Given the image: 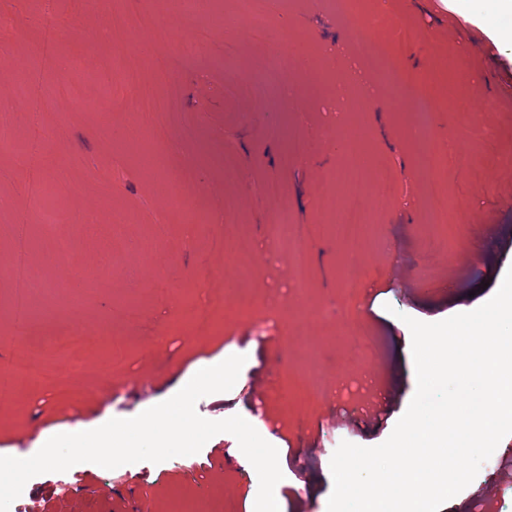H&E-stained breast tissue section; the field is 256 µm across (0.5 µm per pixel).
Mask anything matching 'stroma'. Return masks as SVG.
Here are the masks:
<instances>
[{
	"label": "stroma",
	"instance_id": "35a3bbf8",
	"mask_svg": "<svg viewBox=\"0 0 512 512\" xmlns=\"http://www.w3.org/2000/svg\"><path fill=\"white\" fill-rule=\"evenodd\" d=\"M209 0L195 14L173 4L143 9L112 0L111 12L93 11L85 0H0V99L14 108L0 112V138L15 152L0 154V368L23 357L50 336L80 339L85 370L72 381L71 396L31 386L0 402V455L27 458L53 435L95 429L113 418H131L172 397L192 368L225 351L247 355L230 391L202 397L197 413L219 421L244 417L274 445L284 475L275 487L285 512H327L333 489L332 455L341 441L373 447L383 443L416 390L411 332L404 316L433 323L469 312L498 290L512 268V13L498 0H356V12L340 15L328 0H278L274 31L297 33L320 49L319 64L336 69L337 59L372 78L362 49L363 22L376 11L393 26L413 25L417 43L401 47L377 32L375 50L408 77L405 98L353 86L350 108L362 124L359 136L386 167L394 192L379 207L375 230L385 249L367 256L354 297L341 294L345 253L326 231L328 203L317 185L341 168L337 117L330 89L310 67L281 59L286 97L253 89L276 49L274 39L253 36L243 23L229 32L232 68L242 88L225 92L220 45L211 26ZM52 8L64 27L40 28ZM97 32L96 45L72 43L67 28ZM190 29L201 50L185 58L173 38ZM468 72V85L454 82ZM153 89L151 108L167 112L161 127H127L118 105L131 89L127 74ZM430 88L436 139L468 149L476 167L493 172L483 181L454 169L426 175L413 148L408 110L417 83ZM485 103L477 119L455 112L461 94ZM285 124L289 138H270ZM298 140L317 141L314 152L293 150ZM492 143L494 154L484 145ZM233 161L235 176L224 173ZM278 181L281 200H260L258 190ZM448 199V220L459 227L470 251L448 248L428 223L435 190ZM232 204L236 224H215L211 214ZM284 204L296 223L313 227V297L335 306L334 318L317 322L312 344L296 337L294 325L259 305L235 302L233 282L242 264L259 262L248 280L257 297L290 294L287 254H268L266 221ZM54 212L55 223L42 222ZM107 225L125 219L108 256L88 241L86 219ZM35 225L40 242L30 257L34 274L50 281L65 271L60 301L78 289L85 272L101 274L81 308L67 306L53 318L15 330L9 272L16 255V225ZM69 242L77 260L67 265L59 242ZM197 292L207 302L210 326L191 329L179 303ZM136 295L138 311L126 312ZM354 327L342 334L340 321ZM376 337L379 350L362 347ZM125 347V366L110 372L106 354L113 338ZM317 367L326 391L300 404L288 382ZM236 438L219 433L194 455L154 464L143 461L113 470L81 463L65 472L31 478L10 512H249L259 479L240 462ZM492 470L448 500L440 512H512V435L493 453Z\"/></svg>",
	"mask_w": 512,
	"mask_h": 512
}]
</instances>
